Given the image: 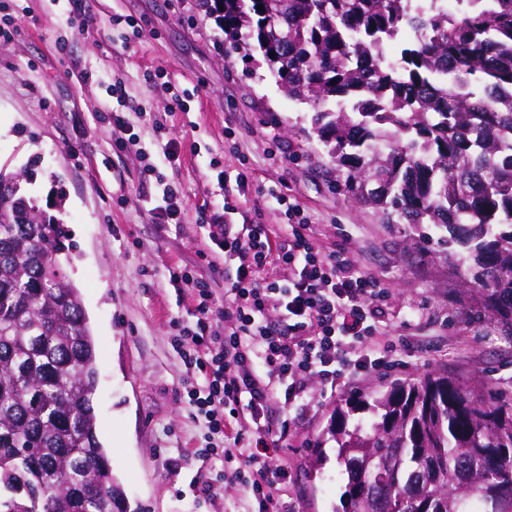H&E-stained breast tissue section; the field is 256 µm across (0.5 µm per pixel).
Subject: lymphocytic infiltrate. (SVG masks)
<instances>
[{
    "mask_svg": "<svg viewBox=\"0 0 512 512\" xmlns=\"http://www.w3.org/2000/svg\"><path fill=\"white\" fill-rule=\"evenodd\" d=\"M274 202L288 226L287 243L275 242L261 223L210 231L225 263L236 266L223 295L191 269L169 273L173 288H190L197 301L188 316L171 319L170 339L184 367V402L205 429L199 451L225 459L216 486L242 484L256 512H280L275 492L288 479L276 461L273 409L309 408V377L335 393L394 366L386 283L362 268L348 246H316L295 200L278 194ZM272 262L287 269V279L263 280Z\"/></svg>",
    "mask_w": 512,
    "mask_h": 512,
    "instance_id": "1",
    "label": "lymphocytic infiltrate"
}]
</instances>
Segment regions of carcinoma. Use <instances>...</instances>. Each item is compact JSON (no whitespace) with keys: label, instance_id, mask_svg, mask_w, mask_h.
<instances>
[{"label":"carcinoma","instance_id":"cac0c4a2","mask_svg":"<svg viewBox=\"0 0 512 512\" xmlns=\"http://www.w3.org/2000/svg\"><path fill=\"white\" fill-rule=\"evenodd\" d=\"M202 3L312 106L344 190L436 247L477 317L512 335V0L451 15L411 0ZM34 176L0 172V512H128L98 436L95 337L64 273L70 230L26 194ZM363 412L368 428L350 422ZM328 432L347 475L336 512H469L475 498L512 512V390L429 373L337 404Z\"/></svg>","mask_w":512,"mask_h":512}]
</instances>
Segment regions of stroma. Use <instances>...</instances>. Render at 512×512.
<instances>
[{
	"label": "stroma",
	"instance_id": "stroma-1",
	"mask_svg": "<svg viewBox=\"0 0 512 512\" xmlns=\"http://www.w3.org/2000/svg\"><path fill=\"white\" fill-rule=\"evenodd\" d=\"M87 22L68 0H0V170L38 159L31 185L40 208L73 232L74 265L96 340L98 435L107 448L129 512H247L244 489L207 485L219 461L198 457L202 432L183 399L181 361L169 340L172 318L192 310L189 292L168 282L189 267L224 288L234 270L206 262L210 225L258 221L287 236L268 192L296 200L324 246L349 244L358 263L393 292L395 368L352 391L325 393L308 382L314 408L286 406L279 453L290 478L279 499L290 512H333L345 479L330 416L350 392H377L430 372L470 383L512 387V336L476 319L461 297L459 272L411 245L404 225L350 199L336 185V164L310 135L309 104L288 98L266 67L224 41L199 0H87ZM125 104L111 94L114 81ZM123 109L130 141L117 148L101 119ZM174 140L178 158L160 165L180 193L178 223L158 215L147 164ZM247 186L233 214L224 192L238 174ZM63 208H56L57 192ZM323 456L312 463V448Z\"/></svg>",
	"mask_w": 512,
	"mask_h": 512
}]
</instances>
